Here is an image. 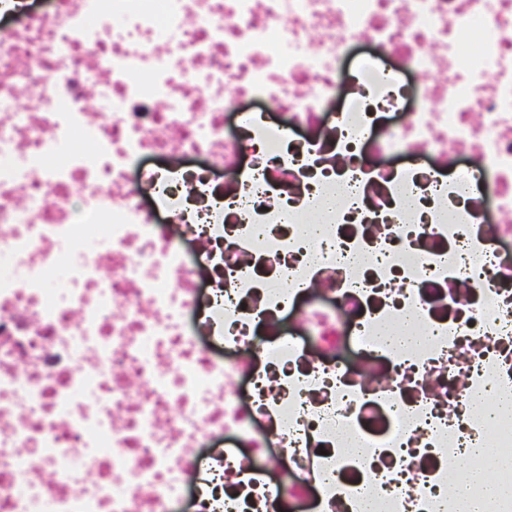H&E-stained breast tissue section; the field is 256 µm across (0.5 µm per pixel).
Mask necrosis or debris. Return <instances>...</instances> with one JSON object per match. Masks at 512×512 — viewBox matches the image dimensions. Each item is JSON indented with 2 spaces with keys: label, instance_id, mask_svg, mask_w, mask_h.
I'll return each mask as SVG.
<instances>
[{
  "label": "necrosis or debris",
  "instance_id": "4bbe7bcc",
  "mask_svg": "<svg viewBox=\"0 0 512 512\" xmlns=\"http://www.w3.org/2000/svg\"><path fill=\"white\" fill-rule=\"evenodd\" d=\"M0 14V512H512V0ZM460 473L461 475L454 491L456 499L465 504L466 512H483L478 504L479 501L470 499L468 495L469 485L475 479L471 468L466 464H463L460 467Z\"/></svg>",
  "mask_w": 512,
  "mask_h": 512
}]
</instances>
